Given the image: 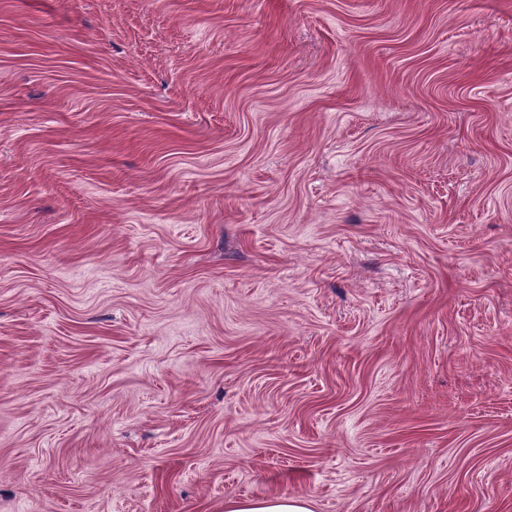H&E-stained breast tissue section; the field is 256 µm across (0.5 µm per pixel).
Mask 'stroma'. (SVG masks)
<instances>
[{
	"label": "stroma",
	"mask_w": 512,
	"mask_h": 512,
	"mask_svg": "<svg viewBox=\"0 0 512 512\" xmlns=\"http://www.w3.org/2000/svg\"><path fill=\"white\" fill-rule=\"evenodd\" d=\"M512 512V0H0V512ZM312 503L305 497L282 495L256 499H228L225 512H313Z\"/></svg>",
	"instance_id": "35a3bbf8"
}]
</instances>
